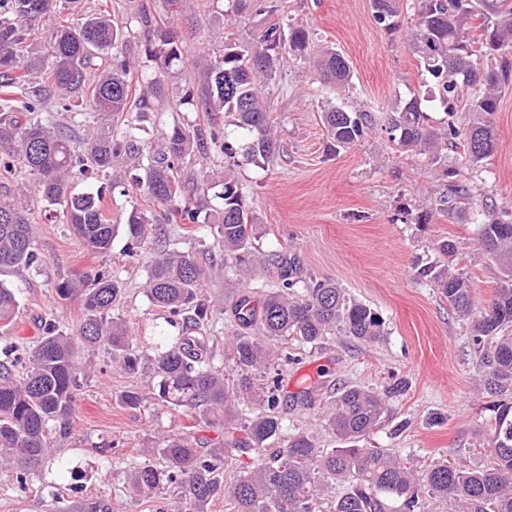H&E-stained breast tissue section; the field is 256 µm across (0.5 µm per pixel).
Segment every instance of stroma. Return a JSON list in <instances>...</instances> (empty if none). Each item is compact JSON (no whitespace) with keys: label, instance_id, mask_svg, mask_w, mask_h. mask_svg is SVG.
Instances as JSON below:
<instances>
[{"label":"stroma","instance_id":"1","mask_svg":"<svg viewBox=\"0 0 512 512\" xmlns=\"http://www.w3.org/2000/svg\"><path fill=\"white\" fill-rule=\"evenodd\" d=\"M262 10L235 12L232 0H179L172 9L163 0H83L85 11L108 8L121 21L138 6L154 8L159 22L181 36L185 62L164 77L170 88L202 91L203 57L221 54L226 43L250 38L265 26L290 19L304 27L311 49L284 53L280 73L268 89L271 121L280 150L268 164L237 169L250 211L255 217L257 248H288L302 258L307 276L329 279L353 299L369 304L385 320V334L362 343L338 334L317 344L291 342L293 360L279 366L281 411L286 432L307 430L319 448L331 451L340 442L322 416L337 389L358 385L378 390L403 381L406 390L394 397L380 426L367 437L366 447L386 448L416 470L430 461L466 459L486 467L495 460L487 423L491 397L479 385L482 353L472 341L471 321L458 318L419 268L447 265L467 277L475 304L485 307L501 277L498 264L478 241L479 224L487 217L512 211V88L503 90L494 116L497 149L482 167L471 169L461 150L445 149L444 160L431 163L392 141L391 121L410 100L422 95L421 109L432 128L446 125V115L426 100L420 63L408 45L413 13L402 16V32H389L373 18L370 0H261ZM329 46L349 63L352 80L336 92L321 87L311 52ZM331 105L365 112L371 118L367 134L355 146L331 148L322 113ZM165 101L160 112L143 123L140 144L152 150L163 131L177 122H202L201 114L177 112ZM456 167L458 179L470 190L464 214L446 215L437 204L445 194L444 171ZM73 192H103L104 208L121 224L131 208L151 209L155 221L181 250L194 254L208 249L203 289L213 297H235L237 281L224 278V253L216 237L185 235L181 225L167 222L160 208L121 179H74ZM45 203L35 204L36 248L40 266L0 274L14 288L20 310L13 323L0 327V362L9 348H25L42 334L45 320L75 328L81 317L79 301L59 300L55 286L63 279L97 272L116 274L126 288L120 314L138 340L152 342L177 335L167 313L152 305L147 294V269L162 253L161 244L134 255L127 252L125 234H117L111 252L89 253L61 214L45 220ZM454 242L452 257H442L438 241ZM86 368L77 392L70 433L56 439L60 456L78 466V474L52 470L36 489L20 490L13 473L0 471V512H47L52 492L63 491L66 502L102 495L112 512H158L159 499L122 492L127 472L140 464L137 448L158 435L191 426V419L162 404L135 411L119 403L130 388L147 389L143 375L113 368L110 355L98 347L83 353ZM313 389L315 404L303 406L298 395ZM111 448V464H103L96 448Z\"/></svg>","mask_w":512,"mask_h":512}]
</instances>
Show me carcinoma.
<instances>
[{
    "instance_id": "carcinoma-1",
    "label": "carcinoma",
    "mask_w": 512,
    "mask_h": 512,
    "mask_svg": "<svg viewBox=\"0 0 512 512\" xmlns=\"http://www.w3.org/2000/svg\"><path fill=\"white\" fill-rule=\"evenodd\" d=\"M57 0H0V172L19 169L34 180L41 201L56 206L84 247L106 254L118 228H124L128 252L149 251L153 244V214L132 208L125 224L112 223L95 194H75L77 177L96 179L119 165L143 171L133 177L151 200L168 209L171 220L193 224V231H214L224 247V260L236 276L259 267L271 271L276 287L257 298L243 288L232 300L235 330L224 343V359L234 378L226 377L209 346L216 321L213 304L202 292L206 270L193 255L173 247L148 267L151 302L180 323L175 336H164L150 355L129 334L125 320L113 314L124 288L110 275L81 276L56 286L59 299L76 298L82 318L71 334L54 323L43 327L40 340L15 358L24 365L19 380L0 374V468L15 474L22 490L33 485L54 461L50 434H68L80 375V355L103 345L112 362L128 375L144 372L154 384L145 394L131 388L121 404L138 410L153 399L207 426L229 434L225 443L201 448L191 430L173 432L140 449L144 461L127 476L129 490L143 497L163 493L172 512H209L221 498L232 512H415L421 499L438 498L448 512H512V215L480 224L479 242L504 265L503 277L484 309L473 315L468 278L447 268L420 269L433 280L458 315L473 318V342L493 340L489 370L480 379L490 395L489 424L495 461L488 467L437 461L416 474L401 459L382 448L360 446L388 412L387 396L360 386H345L329 402L326 418L343 446L325 453L313 435L297 431L283 436L279 414V375H271L279 349L295 340L315 343L339 329L359 342L371 343L385 332V321L373 307L349 298L338 285L310 280L306 294L293 288L304 281L300 257L288 250L262 253L255 246L251 215L235 168L243 163L269 162L279 151L269 121L265 88L275 83L281 52L303 51L308 33L302 27L273 23L246 42L224 46V54L209 59V83L196 94L176 95V106L203 112L211 121L210 141L197 124L174 125L152 151L147 163L137 145L139 123L157 111L162 77L183 62L177 33L158 23L148 6L136 22L143 31L145 59L155 64L154 77L135 91L129 64L111 51L135 36L131 24L105 10L87 13L77 25L63 19L51 28L50 63L30 59L22 45L32 25L60 14ZM375 21L388 31L402 26L403 0H372ZM416 22L410 46L418 56L422 80L433 88V100L450 118L443 133L426 124L417 99L409 100L392 120V140L407 150L441 159V143L458 139L468 161L478 165L496 149L492 116L499 88L512 84V0H413ZM289 34H284V30ZM323 83L342 89L351 81L349 63L325 47L315 58ZM39 73L41 80H31ZM78 112L88 125L86 154L75 153L51 118L18 120V115L47 111ZM136 113L137 122L124 118ZM230 114L245 144L236 151L229 134L213 122ZM467 121L458 127L457 113ZM329 137L338 147L359 142L369 126L365 112L329 107L323 112ZM225 156L222 203L208 198L210 171L203 168L207 143ZM35 227L29 210L18 202L0 201V271L24 270L39 264ZM19 301L14 289L0 283V325H10ZM274 440L282 448L263 456ZM347 482L350 489L328 499L324 488ZM66 512H112L107 498L90 496Z\"/></svg>"
}]
</instances>
